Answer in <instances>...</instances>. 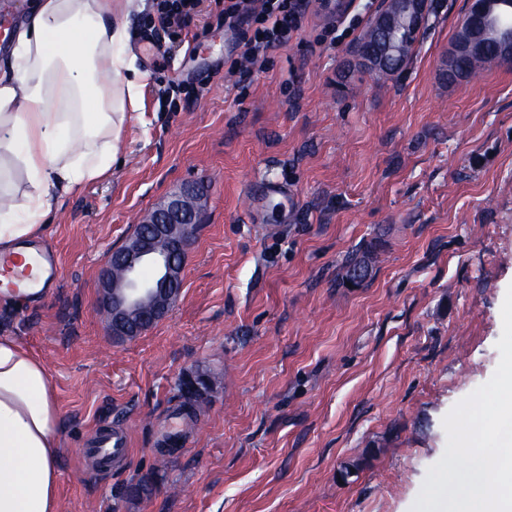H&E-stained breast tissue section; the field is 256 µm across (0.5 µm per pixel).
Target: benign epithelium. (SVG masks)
Wrapping results in <instances>:
<instances>
[{"instance_id":"obj_1","label":"benign epithelium","mask_w":512,"mask_h":512,"mask_svg":"<svg viewBox=\"0 0 512 512\" xmlns=\"http://www.w3.org/2000/svg\"><path fill=\"white\" fill-rule=\"evenodd\" d=\"M428 0H391L377 15L375 41L358 54V64L382 75L393 73L391 60L405 56L401 32L420 29ZM467 38L460 45L477 55L491 45L499 52L491 62L512 58V0H469ZM199 189L188 184L168 196L143 221L124 245L114 250L101 275L102 307L110 318L112 340L126 342L164 318L177 302L183 285L188 246L200 222ZM120 274H114V270Z\"/></svg>"}]
</instances>
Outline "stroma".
<instances>
[{
	"label": "stroma",
	"instance_id": "obj_1",
	"mask_svg": "<svg viewBox=\"0 0 512 512\" xmlns=\"http://www.w3.org/2000/svg\"><path fill=\"white\" fill-rule=\"evenodd\" d=\"M386 0H348L349 35L309 16L263 65L204 0L178 41L130 17L138 107L109 176L63 198L41 239L59 288L0 301V332L46 364L61 512H410L446 447L443 417L493 376L512 285V61L444 72L467 0H432L390 76L356 47ZM262 179L288 185L246 210ZM202 186L172 313L113 343L100 272L158 204ZM367 266L350 285L345 261ZM203 376L172 451L159 441ZM122 436L109 468L84 453Z\"/></svg>",
	"mask_w": 512,
	"mask_h": 512
}]
</instances>
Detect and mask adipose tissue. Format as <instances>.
I'll return each instance as SVG.
<instances>
[{"instance_id":"1","label":"adipose tissue","mask_w":512,"mask_h":512,"mask_svg":"<svg viewBox=\"0 0 512 512\" xmlns=\"http://www.w3.org/2000/svg\"><path fill=\"white\" fill-rule=\"evenodd\" d=\"M137 0H33L0 61V250L32 262L61 195L107 176L136 104ZM59 409L45 366L0 334V512H59Z\"/></svg>"}]
</instances>
